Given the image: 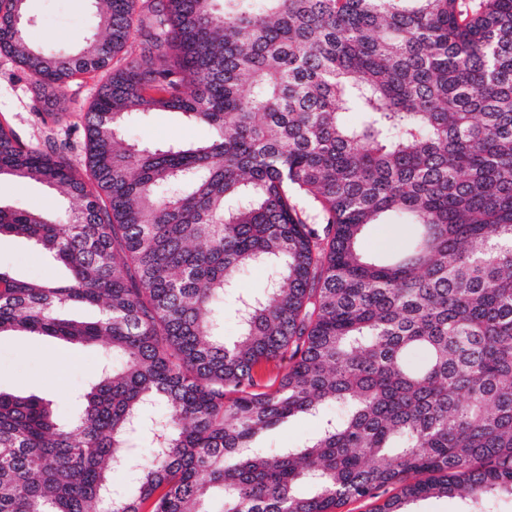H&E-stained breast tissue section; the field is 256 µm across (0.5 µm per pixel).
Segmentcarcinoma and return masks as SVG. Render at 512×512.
I'll return each mask as SVG.
<instances>
[{
  "label": "carcinoma",
  "mask_w": 512,
  "mask_h": 512,
  "mask_svg": "<svg viewBox=\"0 0 512 512\" xmlns=\"http://www.w3.org/2000/svg\"><path fill=\"white\" fill-rule=\"evenodd\" d=\"M25 2L0 0V54L42 88L105 79L81 170L0 127V181L79 200L0 205V237L71 273L0 270V334L102 341L122 363L66 423L0 391V512L512 498V0H96L104 36L74 54L29 41ZM132 42L139 59L112 67ZM153 111L211 139L129 143ZM374 224L415 233L371 256ZM258 265L269 279L237 296L226 341L224 298ZM83 303L97 321L62 317ZM299 415L318 423L307 444L258 446Z\"/></svg>",
  "instance_id": "obj_1"
}]
</instances>
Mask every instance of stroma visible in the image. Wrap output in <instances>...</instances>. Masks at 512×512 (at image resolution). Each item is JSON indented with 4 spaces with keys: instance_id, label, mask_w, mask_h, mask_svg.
I'll return each instance as SVG.
<instances>
[{
    "instance_id": "1",
    "label": "stroma",
    "mask_w": 512,
    "mask_h": 512,
    "mask_svg": "<svg viewBox=\"0 0 512 512\" xmlns=\"http://www.w3.org/2000/svg\"><path fill=\"white\" fill-rule=\"evenodd\" d=\"M34 23L28 38L36 46L75 53L86 36L98 33L91 0H27ZM102 80L101 73L81 75L64 90V105L52 92L39 89L8 56L0 54V126L11 129L28 145L64 151L75 167L84 160V114ZM210 136L208 126L188 121L177 112H146L134 116L126 139L138 145L196 143ZM0 204L62 211L70 203L35 182H0ZM0 269L34 282L62 281L69 271L32 241L21 236L0 238ZM106 355L103 344L66 347L26 334L0 337V390L36 394L52 400L60 419H69L77 397L98 380Z\"/></svg>"
}]
</instances>
